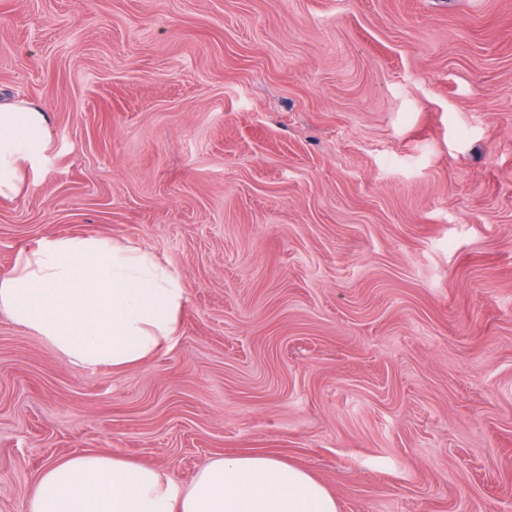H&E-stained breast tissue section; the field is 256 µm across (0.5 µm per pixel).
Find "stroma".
<instances>
[{
	"label": "stroma",
	"mask_w": 512,
	"mask_h": 512,
	"mask_svg": "<svg viewBox=\"0 0 512 512\" xmlns=\"http://www.w3.org/2000/svg\"><path fill=\"white\" fill-rule=\"evenodd\" d=\"M0 91L53 134L0 199V271L92 233L187 296L122 372L0 313V512L87 452L512 512V0H0Z\"/></svg>",
	"instance_id": "35a3bbf8"
}]
</instances>
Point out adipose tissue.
Masks as SVG:
<instances>
[{
  "mask_svg": "<svg viewBox=\"0 0 512 512\" xmlns=\"http://www.w3.org/2000/svg\"><path fill=\"white\" fill-rule=\"evenodd\" d=\"M52 145L42 106L0 98V198L17 197L24 168ZM187 297L153 252L97 234L46 236L0 272V311L75 365L121 372L177 335ZM27 512H338L311 472L266 454L203 465L188 486L150 465L87 453L48 463Z\"/></svg>",
  "mask_w": 512,
  "mask_h": 512,
  "instance_id": "adipose-tissue-1",
  "label": "adipose tissue"
}]
</instances>
